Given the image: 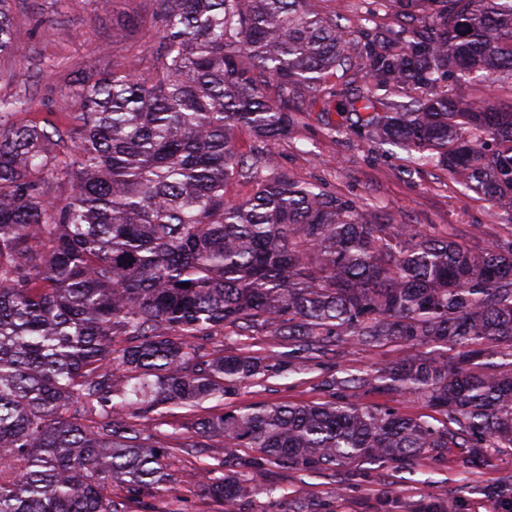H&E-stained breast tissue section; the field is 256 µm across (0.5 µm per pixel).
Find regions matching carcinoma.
I'll return each instance as SVG.
<instances>
[{
	"label": "carcinoma",
	"mask_w": 512,
	"mask_h": 512,
	"mask_svg": "<svg viewBox=\"0 0 512 512\" xmlns=\"http://www.w3.org/2000/svg\"><path fill=\"white\" fill-rule=\"evenodd\" d=\"M0 0V57L22 55ZM156 43L59 98L68 121L21 124L0 95V512H128L164 481L148 415L199 407L277 362L202 354L198 336L270 335L302 351L400 343L397 362L342 369L320 404L253 403L203 417L192 437L224 451L205 489L235 512V467L395 469L450 448L475 462L512 449V371L477 363L512 348V243L468 248L291 179L263 145L292 138L288 103L346 65L336 12L310 0H152ZM431 26L406 49L365 45L363 77L410 92L345 101L368 135L492 201L512 219V101L440 85L512 82V0H390ZM246 132L255 147L238 150ZM251 186L242 199L226 186ZM188 287H181V284ZM442 346L453 354L437 350ZM384 389L441 415L349 399ZM255 455L243 460L240 451ZM126 499L108 494L112 483Z\"/></svg>",
	"instance_id": "obj_1"
}]
</instances>
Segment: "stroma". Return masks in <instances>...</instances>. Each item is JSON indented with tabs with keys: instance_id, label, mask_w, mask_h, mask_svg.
Returning <instances> with one entry per match:
<instances>
[{
	"instance_id": "35a3bbf8",
	"label": "stroma",
	"mask_w": 512,
	"mask_h": 512,
	"mask_svg": "<svg viewBox=\"0 0 512 512\" xmlns=\"http://www.w3.org/2000/svg\"><path fill=\"white\" fill-rule=\"evenodd\" d=\"M341 23L358 42L381 36L398 38L405 24L393 5L382 0H346ZM151 0H116L113 11H98L92 0H22L13 14L16 40L23 56L0 59V67L18 71L25 80L29 108L17 116L25 123L42 118L48 100L58 98L62 85L82 69L99 73L153 45ZM358 83L354 72L329 76L322 92L297 100L302 111L295 137L270 145L280 168L299 179L322 183L326 191L370 208L388 210L398 222L414 224L425 233L445 236L468 247L512 241V219L485 198L463 192L446 172L412 163L407 151L373 143L356 116H341L339 107ZM201 352L225 351L256 357H279L285 369L264 381H249L225 396L224 408L263 402L309 403L334 400L325 380L339 369L357 374L399 361L405 346L393 343L373 350L347 349L338 357L313 358L309 370L297 372L298 359L287 341L276 336H202ZM201 408L171 406L156 422L155 440L174 445L188 436ZM215 451L193 448L165 456L166 481L131 503L130 512H152L171 496L181 499L182 512H227L222 499L210 496L194 478ZM255 492L239 504V512H512V452H490L483 462H465L452 448L439 461L423 459L395 470L364 465L343 484L317 474L267 467L245 473ZM273 494H265V486Z\"/></svg>"
}]
</instances>
